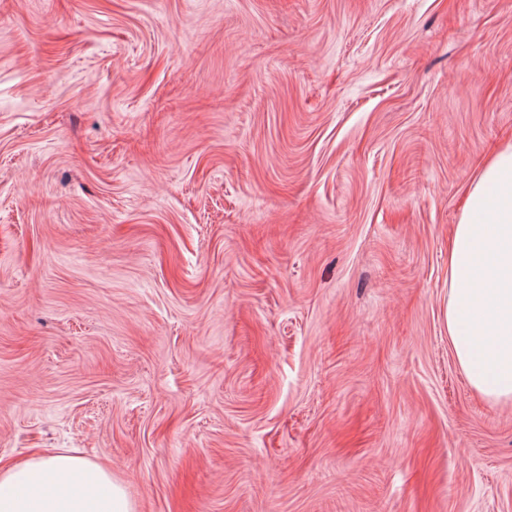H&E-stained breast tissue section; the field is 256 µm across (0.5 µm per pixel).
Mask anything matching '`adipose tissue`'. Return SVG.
Masks as SVG:
<instances>
[{
	"label": "adipose tissue",
	"instance_id": "1",
	"mask_svg": "<svg viewBox=\"0 0 512 512\" xmlns=\"http://www.w3.org/2000/svg\"><path fill=\"white\" fill-rule=\"evenodd\" d=\"M448 337L470 386L512 402V144L470 181L448 238ZM0 512H134L110 467L70 451L0 465Z\"/></svg>",
	"mask_w": 512,
	"mask_h": 512
}]
</instances>
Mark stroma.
Returning <instances> with one entry per match:
<instances>
[{
    "label": "stroma",
    "mask_w": 512,
    "mask_h": 512,
    "mask_svg": "<svg viewBox=\"0 0 512 512\" xmlns=\"http://www.w3.org/2000/svg\"><path fill=\"white\" fill-rule=\"evenodd\" d=\"M512 0H0V464L135 512H512L448 237ZM0 512H134L112 468L49 450L0 465Z\"/></svg>",
    "instance_id": "stroma-1"
}]
</instances>
